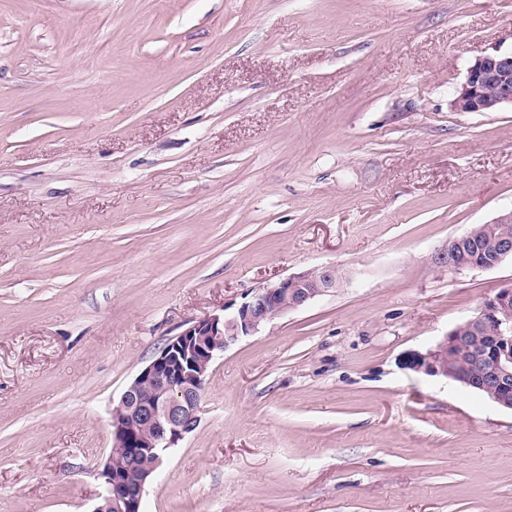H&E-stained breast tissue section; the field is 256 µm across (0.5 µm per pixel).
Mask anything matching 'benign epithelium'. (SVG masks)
I'll return each instance as SVG.
<instances>
[{
    "label": "benign epithelium",
    "instance_id": "1",
    "mask_svg": "<svg viewBox=\"0 0 512 512\" xmlns=\"http://www.w3.org/2000/svg\"><path fill=\"white\" fill-rule=\"evenodd\" d=\"M505 105L512 106V53L476 59L450 101L454 112H496ZM492 255L482 269L511 261L512 236L498 238ZM342 282V275L330 266L290 275L257 289L232 315H213L170 338L135 375L112 410L113 447L125 449L133 461L176 447L198 426L199 388L221 353ZM489 331L496 339L492 350L472 344L473 337ZM465 359L482 370L478 388L493 403L512 410V287L485 299L433 348L411 356L408 366L417 373L466 387L471 379L456 371V365ZM146 388L153 389V397L143 396ZM153 472L152 468L135 475L129 469L117 471L112 461L106 460L101 471L105 493L93 512H141L143 493Z\"/></svg>",
    "mask_w": 512,
    "mask_h": 512
}]
</instances>
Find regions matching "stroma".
I'll list each match as a JSON object with an SVG mask.
<instances>
[{"label": "stroma", "instance_id": "1", "mask_svg": "<svg viewBox=\"0 0 512 512\" xmlns=\"http://www.w3.org/2000/svg\"><path fill=\"white\" fill-rule=\"evenodd\" d=\"M512 0H0V512H93L110 413L190 323L322 266L222 353L142 512H512V412L411 370L512 262V109L454 112ZM472 229H476L473 240L462 244L450 243V248L455 252V257L459 262L480 265L486 262L488 251L491 250L493 259L484 266H468L455 262L449 255V251L439 254L437 259L442 260L448 267V271L460 272L470 269H492L502 265L508 260H512V236L504 234L494 240L504 231L512 234V211L502 214L490 224H478ZM493 244V245H492Z\"/></svg>", "mask_w": 512, "mask_h": 512}]
</instances>
